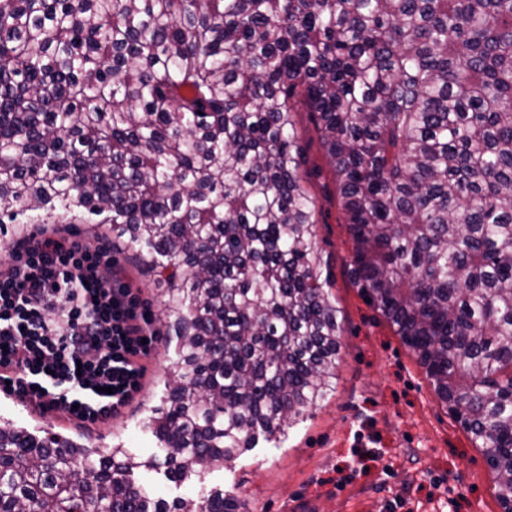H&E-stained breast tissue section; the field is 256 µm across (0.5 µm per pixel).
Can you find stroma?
I'll list each match as a JSON object with an SVG mask.
<instances>
[{
  "instance_id": "obj_1",
  "label": "stroma",
  "mask_w": 512,
  "mask_h": 512,
  "mask_svg": "<svg viewBox=\"0 0 512 512\" xmlns=\"http://www.w3.org/2000/svg\"><path fill=\"white\" fill-rule=\"evenodd\" d=\"M293 120L303 149L299 174L316 202L323 272L344 317L336 389L281 447L259 442L235 469L201 473L179 487L156 471L141 474L139 484L166 498L217 487L246 498L252 512H503L482 450L439 402L412 350L352 284L353 245L334 171L310 114L296 109ZM174 349L160 340L142 392L115 419L45 415L0 392V421L39 435L57 432L105 455L117 444L158 453L145 421L164 393Z\"/></svg>"
}]
</instances>
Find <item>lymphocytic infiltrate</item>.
Masks as SVG:
<instances>
[{
	"label": "lymphocytic infiltrate",
	"mask_w": 512,
	"mask_h": 512,
	"mask_svg": "<svg viewBox=\"0 0 512 512\" xmlns=\"http://www.w3.org/2000/svg\"><path fill=\"white\" fill-rule=\"evenodd\" d=\"M0 250L10 257L0 264V384L45 414L120 415L142 389L160 331L111 247L43 224Z\"/></svg>",
	"instance_id": "f902f5d3"
}]
</instances>
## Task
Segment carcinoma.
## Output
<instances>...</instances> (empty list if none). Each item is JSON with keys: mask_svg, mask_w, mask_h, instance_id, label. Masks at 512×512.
Returning <instances> with one entry per match:
<instances>
[{"mask_svg": "<svg viewBox=\"0 0 512 512\" xmlns=\"http://www.w3.org/2000/svg\"><path fill=\"white\" fill-rule=\"evenodd\" d=\"M297 99L353 283L512 506V0H0V224L108 225L178 339L162 457L0 423V512H246L135 472L229 468L335 385Z\"/></svg>", "mask_w": 512, "mask_h": 512, "instance_id": "1", "label": "carcinoma"}]
</instances>
